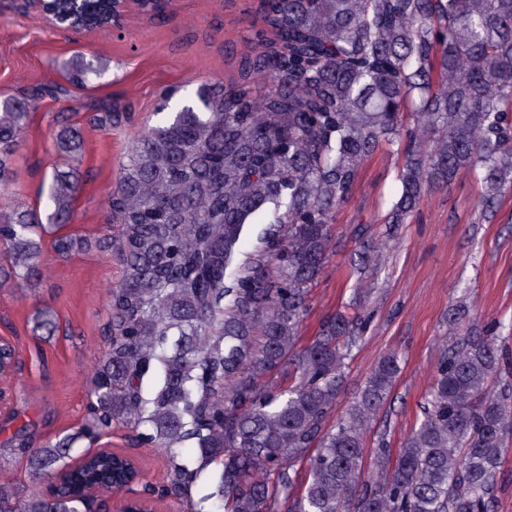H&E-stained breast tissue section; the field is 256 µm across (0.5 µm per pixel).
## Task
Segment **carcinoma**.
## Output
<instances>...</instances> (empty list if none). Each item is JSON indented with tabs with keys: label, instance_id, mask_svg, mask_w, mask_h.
I'll use <instances>...</instances> for the list:
<instances>
[{
	"label": "carcinoma",
	"instance_id": "1",
	"mask_svg": "<svg viewBox=\"0 0 512 512\" xmlns=\"http://www.w3.org/2000/svg\"><path fill=\"white\" fill-rule=\"evenodd\" d=\"M256 16L237 78L172 112L181 89L163 88V119L132 141L108 198L123 275L86 379L87 418L43 448L19 440L35 489L22 498L0 482V512H83L84 482L112 494L128 469L104 451L83 454L71 490L51 486L77 442L90 448L117 425L164 454L174 494L207 477L194 512H277L282 495L288 512H493L512 442V385L495 388L497 326L457 332L421 418L398 450L380 440L369 465L366 433L395 386L398 353L329 421L370 321L365 289L307 346L297 341L335 247L333 214L376 154L399 160L391 227L461 170L480 183L484 220L512 193V0H257ZM97 73L79 60L67 80L83 87ZM40 96L0 100L3 189ZM56 145L78 151L77 130L61 126ZM78 189L74 171L57 169L44 210L0 204L1 279L33 282L45 233L61 254L77 248L61 229ZM248 224L264 228L242 256ZM57 329L52 309L36 312L33 332ZM17 363L0 344V369Z\"/></svg>",
	"mask_w": 512,
	"mask_h": 512
}]
</instances>
